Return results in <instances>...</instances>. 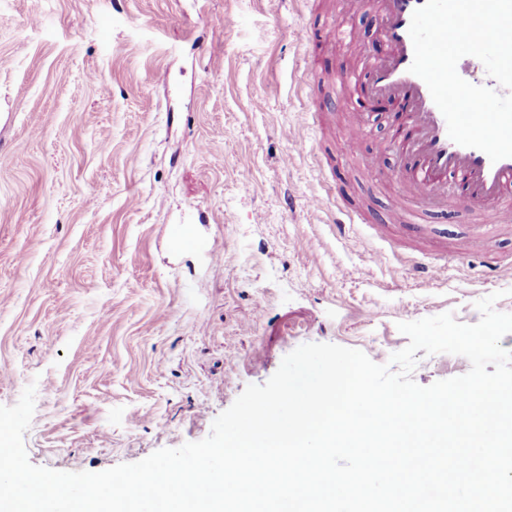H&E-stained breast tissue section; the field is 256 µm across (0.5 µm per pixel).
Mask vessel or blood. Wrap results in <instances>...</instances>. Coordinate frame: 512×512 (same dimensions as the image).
Returning <instances> with one entry per match:
<instances>
[{"mask_svg":"<svg viewBox=\"0 0 512 512\" xmlns=\"http://www.w3.org/2000/svg\"><path fill=\"white\" fill-rule=\"evenodd\" d=\"M371 4L380 18V34L389 47L386 57L370 66L371 89L387 96L395 115L393 139L406 155L399 174L402 191L395 207L397 223H406L420 205L440 208L448 203L491 215L498 223H512V158L491 161L479 149L452 141L446 121L434 103L426 83L410 71L413 43L409 27L414 11L425 0H353ZM366 226L372 239L391 242L390 227L367 223L362 212L340 207L336 210V232L345 234L355 226ZM462 252L440 246L431 252L418 248L405 260L415 277L435 280L449 263L463 261Z\"/></svg>","mask_w":512,"mask_h":512,"instance_id":"b4317fda","label":"vessel or blood"}]
</instances>
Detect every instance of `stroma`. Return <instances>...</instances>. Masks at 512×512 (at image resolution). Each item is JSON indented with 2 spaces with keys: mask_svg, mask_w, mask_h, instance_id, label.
<instances>
[{
  "mask_svg": "<svg viewBox=\"0 0 512 512\" xmlns=\"http://www.w3.org/2000/svg\"><path fill=\"white\" fill-rule=\"evenodd\" d=\"M329 16L335 39L298 42ZM378 26L346 0H0V406L35 385L33 465L99 472L202 440L304 343L383 365L398 323L474 324L494 292L512 313L492 273L512 226L429 211L468 255L429 283L370 262L366 230L337 236L329 210L286 206L330 184L392 219L404 156L372 118L387 100L360 90L388 52ZM469 368L422 355L412 377Z\"/></svg>",
  "mask_w": 512,
  "mask_h": 512,
  "instance_id": "stroma-1",
  "label": "stroma"
}]
</instances>
